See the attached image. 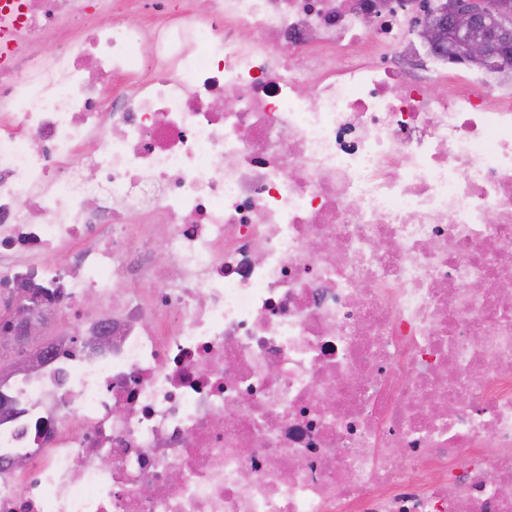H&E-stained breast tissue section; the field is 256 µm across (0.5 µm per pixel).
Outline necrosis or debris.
Here are the masks:
<instances>
[{
  "label": "necrosis or debris",
  "instance_id": "4bbe7bcc",
  "mask_svg": "<svg viewBox=\"0 0 512 512\" xmlns=\"http://www.w3.org/2000/svg\"><path fill=\"white\" fill-rule=\"evenodd\" d=\"M130 2L0 61V299L73 324L0 512H512V68L411 78L423 0Z\"/></svg>",
  "mask_w": 512,
  "mask_h": 512
}]
</instances>
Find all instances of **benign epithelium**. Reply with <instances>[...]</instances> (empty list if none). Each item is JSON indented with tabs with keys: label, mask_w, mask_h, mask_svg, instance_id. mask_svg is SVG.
Listing matches in <instances>:
<instances>
[{
	"label": "benign epithelium",
	"mask_w": 512,
	"mask_h": 512,
	"mask_svg": "<svg viewBox=\"0 0 512 512\" xmlns=\"http://www.w3.org/2000/svg\"><path fill=\"white\" fill-rule=\"evenodd\" d=\"M418 35L430 47L446 40L461 43L464 59L475 62L492 60L500 68L512 66V5L505 0H450L440 5L434 20ZM42 321L30 306L17 301L12 315L10 335L35 336Z\"/></svg>",
	"instance_id": "1"
}]
</instances>
